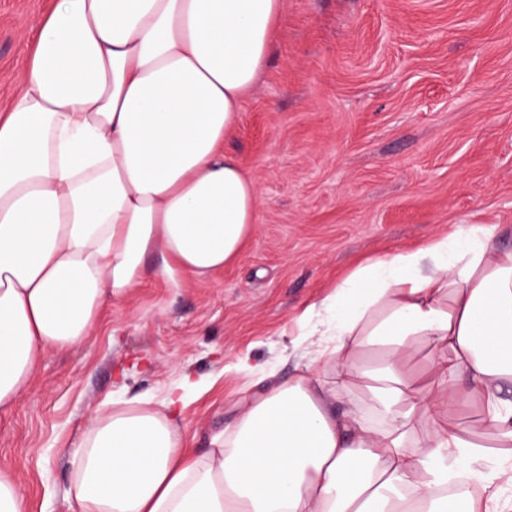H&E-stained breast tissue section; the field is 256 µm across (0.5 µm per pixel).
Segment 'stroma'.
<instances>
[{
    "mask_svg": "<svg viewBox=\"0 0 512 512\" xmlns=\"http://www.w3.org/2000/svg\"><path fill=\"white\" fill-rule=\"evenodd\" d=\"M52 0H0V110ZM258 222L237 258L179 287L146 276L91 335L46 353L0 414V466L29 512H78L65 453L109 395L199 385L182 413L204 450L251 371L298 374L304 312L360 263L462 227L512 225V0H284L269 61L224 140Z\"/></svg>",
    "mask_w": 512,
    "mask_h": 512,
    "instance_id": "1",
    "label": "stroma"
}]
</instances>
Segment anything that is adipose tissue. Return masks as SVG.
<instances>
[{
    "instance_id": "obj_1",
    "label": "adipose tissue",
    "mask_w": 512,
    "mask_h": 512,
    "mask_svg": "<svg viewBox=\"0 0 512 512\" xmlns=\"http://www.w3.org/2000/svg\"><path fill=\"white\" fill-rule=\"evenodd\" d=\"M283 0H55L0 113V410L40 356L91 333L144 274L169 284L233 261L258 219L224 152L264 70ZM512 228L457 229L360 266L320 303L304 373L264 371L196 451L179 406L115 397L67 454L79 512H498L449 494L487 458L448 416L477 408L512 481ZM429 347L415 383L403 360Z\"/></svg>"
}]
</instances>
